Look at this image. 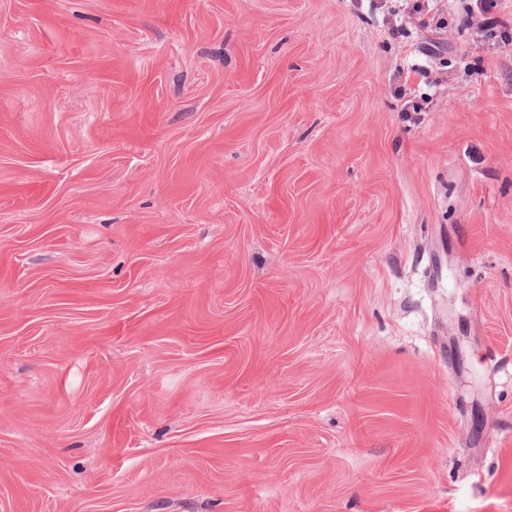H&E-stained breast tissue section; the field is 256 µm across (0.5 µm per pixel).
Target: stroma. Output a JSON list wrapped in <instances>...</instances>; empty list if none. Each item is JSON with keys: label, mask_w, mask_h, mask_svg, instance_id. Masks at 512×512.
<instances>
[{"label": "stroma", "mask_w": 512, "mask_h": 512, "mask_svg": "<svg viewBox=\"0 0 512 512\" xmlns=\"http://www.w3.org/2000/svg\"><path fill=\"white\" fill-rule=\"evenodd\" d=\"M474 3L0 0V512H512Z\"/></svg>", "instance_id": "obj_1"}]
</instances>
